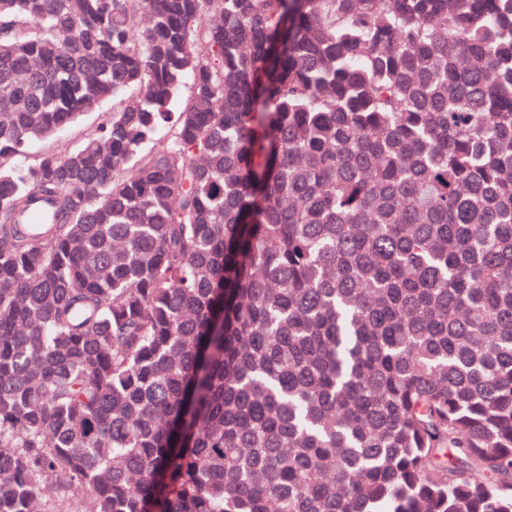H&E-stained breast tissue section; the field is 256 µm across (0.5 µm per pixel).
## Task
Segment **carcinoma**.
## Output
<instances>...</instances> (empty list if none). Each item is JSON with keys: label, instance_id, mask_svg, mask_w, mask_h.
<instances>
[{"label": "carcinoma", "instance_id": "cac0c4a2", "mask_svg": "<svg viewBox=\"0 0 512 512\" xmlns=\"http://www.w3.org/2000/svg\"><path fill=\"white\" fill-rule=\"evenodd\" d=\"M0 512H512V0H0ZM101 119L102 114L92 113L86 115L77 127L63 134L56 142L55 145L57 146L58 151L63 153L69 148L76 146L80 140L81 135L84 132L95 128Z\"/></svg>", "mask_w": 512, "mask_h": 512}]
</instances>
